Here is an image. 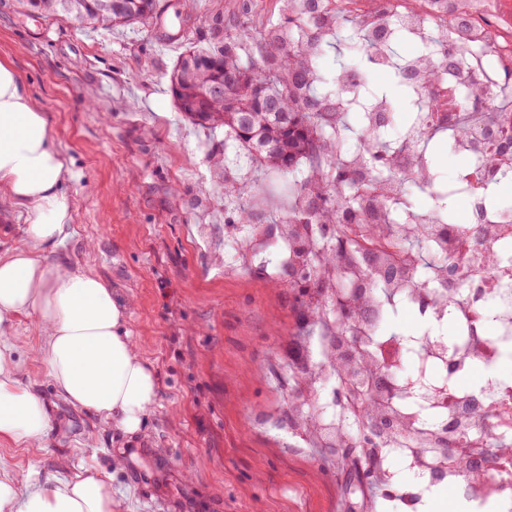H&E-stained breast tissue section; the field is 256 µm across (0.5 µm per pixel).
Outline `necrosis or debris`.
Returning a JSON list of instances; mask_svg holds the SVG:
<instances>
[{"label":"necrosis or debris","instance_id":"4bbe7bcc","mask_svg":"<svg viewBox=\"0 0 512 512\" xmlns=\"http://www.w3.org/2000/svg\"><path fill=\"white\" fill-rule=\"evenodd\" d=\"M336 14L356 21L360 39L350 49L371 55L380 72L395 67L389 48L398 34L425 44L446 21L459 20L462 56L477 61L478 68L442 72L434 50L406 57L405 67L415 73L439 75L421 88L425 106L409 134L418 144L437 132L466 126V135L451 141L462 164L451 187L469 202L482 200L488 189L484 162L497 139L512 136V106H498L504 86L495 80L502 66L512 62V0H336ZM486 220L494 231L480 238L474 222L446 225L434 208L412 211L398 231L410 236L422 227L426 248L406 256L405 274L390 285L388 299L420 313L430 332L388 335L383 316L343 339L391 380L385 393L365 387L361 402L401 416L416 439L412 445L389 444L379 454L374 465L379 481L393 482L389 460L397 454L419 480L438 469L449 483L466 474L465 498L474 512L490 504L496 512H512V455L499 452L488 455L483 468L467 466L469 449L512 438V381L498 373L504 350L512 349V208L488 210ZM492 255L498 258L493 265L488 262ZM448 265L455 268V294L436 287L418 302V279L439 280ZM447 322L454 336L437 333V326ZM474 370L483 373L480 386L462 385V377ZM446 421L455 427L448 451L434 437Z\"/></svg>","mask_w":512,"mask_h":512}]
</instances>
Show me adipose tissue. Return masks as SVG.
<instances>
[{
	"label": "adipose tissue",
	"instance_id": "ef3b65f1",
	"mask_svg": "<svg viewBox=\"0 0 512 512\" xmlns=\"http://www.w3.org/2000/svg\"><path fill=\"white\" fill-rule=\"evenodd\" d=\"M42 105L14 67L0 59V198L24 218V240L0 254V440L20 446L50 431L47 403L20 381L23 360L8 335L36 315L34 353L58 397L122 436L146 431L157 373L133 343L125 308L98 275L52 260L75 212L61 188L69 173ZM0 512H119L110 478L87 470L26 482L0 472Z\"/></svg>",
	"mask_w": 512,
	"mask_h": 512
}]
</instances>
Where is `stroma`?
<instances>
[{
    "instance_id": "35a3bbf8",
    "label": "stroma",
    "mask_w": 512,
    "mask_h": 512,
    "mask_svg": "<svg viewBox=\"0 0 512 512\" xmlns=\"http://www.w3.org/2000/svg\"><path fill=\"white\" fill-rule=\"evenodd\" d=\"M244 5L253 34L278 17V0H192L179 48L163 51L152 27L81 30L0 0V59L42 103L72 172L64 193L75 222L53 257L111 284L159 379L146 437L124 439L57 398L33 352L38 322L17 318L9 339L20 379L53 420L39 446L0 441V467L18 481L34 469H91L111 477L122 512H367L350 459L288 430L278 359L297 330L295 291L256 266L225 269L224 190L209 159L224 135L185 120L169 88L181 52ZM362 70L391 105V135L405 131L416 116L410 91L394 74ZM255 176L262 224L289 198L283 176Z\"/></svg>"
}]
</instances>
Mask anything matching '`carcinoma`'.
<instances>
[{"label":"carcinoma","mask_w":512,"mask_h":512,"mask_svg":"<svg viewBox=\"0 0 512 512\" xmlns=\"http://www.w3.org/2000/svg\"><path fill=\"white\" fill-rule=\"evenodd\" d=\"M112 2V8L103 4ZM30 15H45L67 20L84 29L111 30L120 26H152L160 18L156 0H78L77 13L62 9L59 0H18ZM453 23L438 30L437 50L455 60L459 50L450 38ZM310 27L306 18L288 15L282 5L278 19L266 27L259 38L248 36L246 21L230 26L216 23L209 27L205 46L181 56L170 76V90L181 114L195 125L211 131L224 130V148H215L211 158L214 170L224 182L225 224L247 225L238 265L249 268L254 258L265 251L268 238L281 224H299L297 251L303 265L283 271L282 280L299 291L302 321L293 343L321 334L330 321L340 327L357 323L367 308L366 299H349L350 314L338 318L327 314L333 306L336 291L344 288L343 268L361 260H373L375 254L417 251L422 237L415 234L403 238L389 224L360 223V200L350 167L336 156L338 144L354 141L359 153L353 164L369 169L375 179L391 178L403 147L381 142L373 151L364 138L363 114L350 124L347 115L336 116L326 106L333 90L318 92L302 62L306 43L301 40ZM250 57L244 63L241 54ZM236 145L248 153L260 168H272L292 177L291 188L302 211H289L273 224H254L244 200L252 197L255 181L229 176L230 148ZM358 366L365 374L360 379L349 367L344 354L333 355L330 367L335 378L334 394L352 398L365 384H373L377 368L366 362ZM315 393V384L307 372L296 375L288 384V422L300 428L305 442L315 448H331L318 433L316 409L298 399L304 391ZM349 421L347 435L340 447L357 448L363 468H373L376 452L365 455L369 447L364 426L351 422L348 398L337 403Z\"/></svg>","instance_id":"cac0c4a2"}]
</instances>
